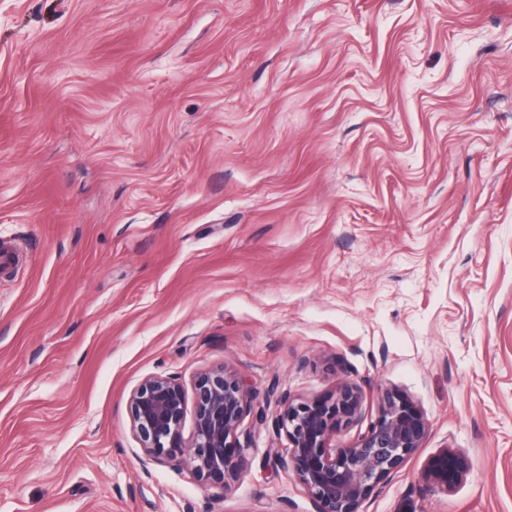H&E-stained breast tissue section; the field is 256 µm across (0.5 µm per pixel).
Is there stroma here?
<instances>
[{"label": "stroma", "instance_id": "1", "mask_svg": "<svg viewBox=\"0 0 512 512\" xmlns=\"http://www.w3.org/2000/svg\"><path fill=\"white\" fill-rule=\"evenodd\" d=\"M0 238V512H313L268 429L142 464L131 391L219 366L360 385L333 448L414 403L362 512H512V0H0ZM468 467L462 454L446 448L429 460L424 476L431 484L450 492L462 480Z\"/></svg>", "mask_w": 512, "mask_h": 512}]
</instances>
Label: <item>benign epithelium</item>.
<instances>
[{
  "label": "benign epithelium",
  "mask_w": 512,
  "mask_h": 512,
  "mask_svg": "<svg viewBox=\"0 0 512 512\" xmlns=\"http://www.w3.org/2000/svg\"><path fill=\"white\" fill-rule=\"evenodd\" d=\"M193 388L194 416L187 436L181 382L152 375L132 391L131 426L144 457L185 467L200 482L224 493L246 466L248 446L241 444L238 430L250 414L253 428L270 425L275 434L286 435L288 447L268 449L269 460L293 472L314 512H360L361 504L421 447L429 432L410 400L386 391L378 418L354 444L339 450L329 447L330 437L361 411L363 391L353 382L341 385L328 400L295 404L274 381L259 404L236 374L220 367L199 374ZM273 402L280 410L271 418ZM467 471L462 454L444 449L429 460L424 476L450 492Z\"/></svg>",
  "instance_id": "obj_1"
}]
</instances>
